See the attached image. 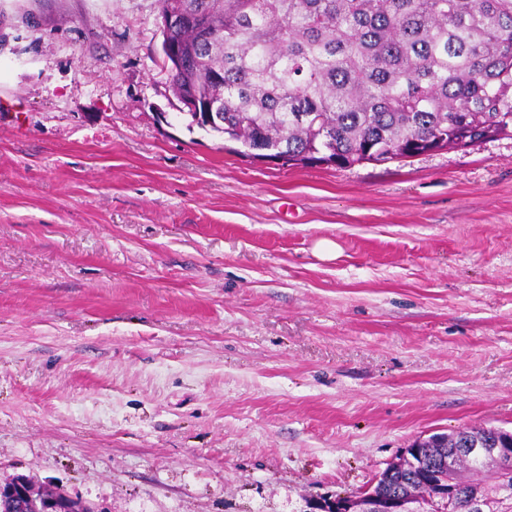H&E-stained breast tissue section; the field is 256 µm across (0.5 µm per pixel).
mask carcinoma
I'll return each instance as SVG.
<instances>
[{"label": "carcinoma", "instance_id": "carcinoma-1", "mask_svg": "<svg viewBox=\"0 0 512 512\" xmlns=\"http://www.w3.org/2000/svg\"><path fill=\"white\" fill-rule=\"evenodd\" d=\"M207 33L188 45L172 89L198 103L189 126L245 151L351 167L455 149L512 132V0H158ZM447 478L512 500V458L487 476ZM424 476L393 475L405 494Z\"/></svg>", "mask_w": 512, "mask_h": 512}]
</instances>
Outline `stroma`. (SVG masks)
<instances>
[{
    "label": "stroma",
    "mask_w": 512,
    "mask_h": 512,
    "mask_svg": "<svg viewBox=\"0 0 512 512\" xmlns=\"http://www.w3.org/2000/svg\"><path fill=\"white\" fill-rule=\"evenodd\" d=\"M160 26L0 0V487L306 512L419 437L512 430V137L253 162L188 128Z\"/></svg>",
    "instance_id": "obj_1"
}]
</instances>
